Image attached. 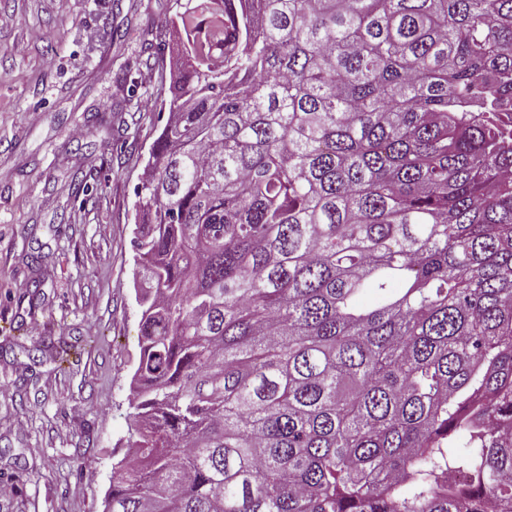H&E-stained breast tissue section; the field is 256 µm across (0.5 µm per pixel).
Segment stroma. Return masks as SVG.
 <instances>
[{"instance_id": "stroma-1", "label": "stroma", "mask_w": 512, "mask_h": 512, "mask_svg": "<svg viewBox=\"0 0 512 512\" xmlns=\"http://www.w3.org/2000/svg\"><path fill=\"white\" fill-rule=\"evenodd\" d=\"M186 4L0 0V512L105 510L149 288L135 191L185 35L145 47Z\"/></svg>"}]
</instances>
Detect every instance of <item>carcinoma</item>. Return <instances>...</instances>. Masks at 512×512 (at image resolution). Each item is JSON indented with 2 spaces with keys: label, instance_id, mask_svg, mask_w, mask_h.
<instances>
[{
  "label": "carcinoma",
  "instance_id": "carcinoma-1",
  "mask_svg": "<svg viewBox=\"0 0 512 512\" xmlns=\"http://www.w3.org/2000/svg\"><path fill=\"white\" fill-rule=\"evenodd\" d=\"M179 19L105 512L512 503V0Z\"/></svg>",
  "mask_w": 512,
  "mask_h": 512
}]
</instances>
